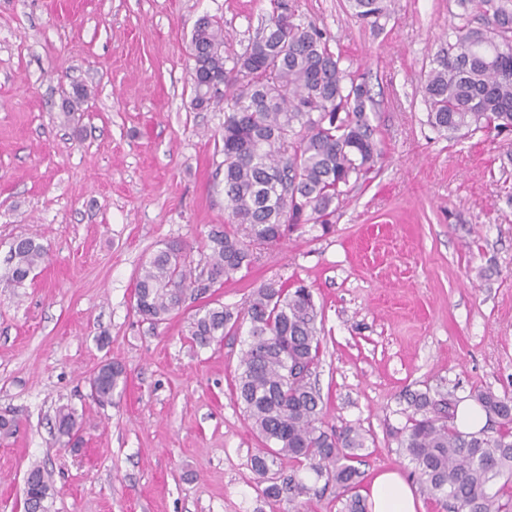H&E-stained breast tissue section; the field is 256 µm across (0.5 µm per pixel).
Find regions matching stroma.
Instances as JSON below:
<instances>
[{
    "instance_id": "obj_1",
    "label": "stroma",
    "mask_w": 512,
    "mask_h": 512,
    "mask_svg": "<svg viewBox=\"0 0 512 512\" xmlns=\"http://www.w3.org/2000/svg\"><path fill=\"white\" fill-rule=\"evenodd\" d=\"M377 18L348 0H296L342 68L363 77L383 155L337 204L259 248L247 270L153 325L134 308L141 264L166 242L191 249L223 224L224 104L193 109L191 33L220 19L242 53L270 0H0V512H23L35 465L51 512H295L257 490L261 443L231 395L243 336L192 346L197 308L235 310L269 280L303 281L322 311L315 381L326 426L367 436L365 480L408 475L394 437L407 393L475 387L512 394V134L449 139L427 122L424 74L460 0H384ZM88 99L66 115L73 85ZM47 252L23 287L4 280L12 241ZM127 381L111 405L90 395L102 364ZM75 409L81 452L54 416ZM34 478V482H28L25 487V494L36 499L38 505L41 501H48L53 495V487L50 475L40 466H33L28 471Z\"/></svg>"
}]
</instances>
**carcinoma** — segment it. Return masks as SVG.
<instances>
[{
	"label": "carcinoma",
	"mask_w": 512,
	"mask_h": 512,
	"mask_svg": "<svg viewBox=\"0 0 512 512\" xmlns=\"http://www.w3.org/2000/svg\"><path fill=\"white\" fill-rule=\"evenodd\" d=\"M383 0H351L370 18ZM486 29L455 26L432 60L423 88L429 125L446 136L502 134L512 130V0H472ZM295 5L273 0L268 23L244 52L224 54V27L206 17L194 26L190 52L196 109L231 92L224 111V202L228 221L211 230L208 275L193 276L185 246L166 244L141 265L135 309L159 324L183 307L188 292H204L249 268L256 245L279 244L288 227L332 223L336 202L374 170L382 156L367 103L365 82L341 68L316 26L294 22ZM87 89L64 100L67 113L80 110ZM7 279L21 287L45 260V248L30 238L12 243ZM321 313L301 282L270 280L254 289L243 309L204 306L190 317V342L205 348L227 335L247 333L233 395L262 448L252 468L266 476L278 462L289 475L269 478L262 493L293 502L309 493L306 476L336 488L344 512H367L360 494L365 437L351 427L325 429L322 400L311 376L319 362ZM92 386L100 404L112 402L125 383L121 364L102 365ZM469 397L488 426L477 434L451 423L452 401L426 389L406 398V423L398 447L411 474L435 503L454 512H512V396L474 388ZM61 436L78 433L74 412L56 415ZM25 493L36 501L53 495L50 475L33 466Z\"/></svg>",
	"instance_id": "obj_1"
}]
</instances>
